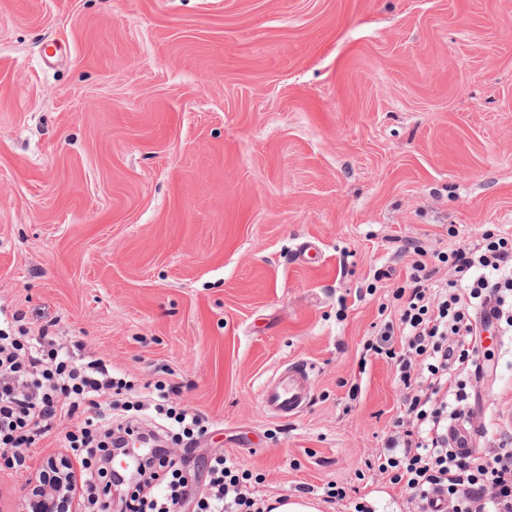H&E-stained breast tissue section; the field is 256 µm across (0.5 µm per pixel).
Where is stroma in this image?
I'll return each instance as SVG.
<instances>
[{
	"label": "stroma",
	"mask_w": 512,
	"mask_h": 512,
	"mask_svg": "<svg viewBox=\"0 0 512 512\" xmlns=\"http://www.w3.org/2000/svg\"><path fill=\"white\" fill-rule=\"evenodd\" d=\"M491 224L512 235V0H0V309L201 411L192 491L221 449L263 500L410 512L366 467L406 389L365 346L404 241L449 253ZM478 349L488 448L512 335ZM296 360L310 401L271 418L260 386ZM81 422L0 470V512Z\"/></svg>",
	"instance_id": "stroma-1"
}]
</instances>
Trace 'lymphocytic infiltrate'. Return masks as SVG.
I'll use <instances>...</instances> for the list:
<instances>
[{
    "label": "lymphocytic infiltrate",
    "mask_w": 512,
    "mask_h": 512,
    "mask_svg": "<svg viewBox=\"0 0 512 512\" xmlns=\"http://www.w3.org/2000/svg\"><path fill=\"white\" fill-rule=\"evenodd\" d=\"M434 274L426 259L412 257L411 292L397 322L386 323L367 345L396 365L407 390L386 446L369 467L408 490L418 508L435 491L440 512H512V435L474 452L457 451L448 441L449 425L464 415L469 400L460 377L480 369L474 344L479 313L492 308L495 319L512 328V241L473 244L454 253L450 278ZM132 389L111 363L76 360L56 338L33 339L16 321L0 322V461L10 469L28 468L35 438L51 434L63 419L97 409L105 393ZM110 425V419L91 418L67 436L93 506L107 481L95 465L108 450L98 434ZM148 467L124 512H181L189 504L194 512H266L248 473L229 454L210 457L206 489L196 497L170 452L153 455Z\"/></svg>",
    "instance_id": "f902f5d3"
}]
</instances>
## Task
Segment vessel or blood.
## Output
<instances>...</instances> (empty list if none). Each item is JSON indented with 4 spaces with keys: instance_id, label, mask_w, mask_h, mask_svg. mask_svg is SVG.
Masks as SVG:
<instances>
[{
    "instance_id": "b4317fda",
    "label": "vessel or blood",
    "mask_w": 512,
    "mask_h": 512,
    "mask_svg": "<svg viewBox=\"0 0 512 512\" xmlns=\"http://www.w3.org/2000/svg\"><path fill=\"white\" fill-rule=\"evenodd\" d=\"M310 365L294 362L277 376L265 381L260 391L265 411L276 418H290L300 414L307 406L311 394Z\"/></svg>"
}]
</instances>
